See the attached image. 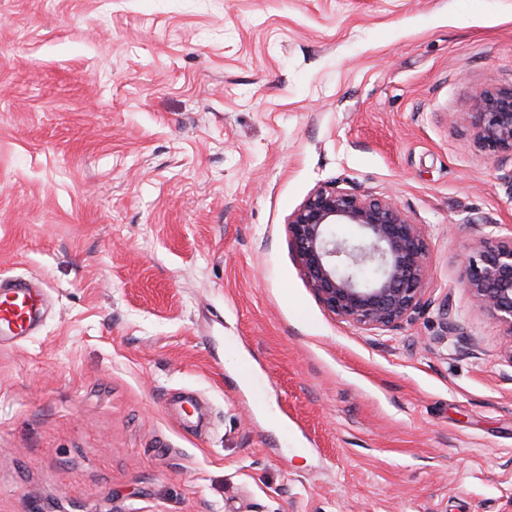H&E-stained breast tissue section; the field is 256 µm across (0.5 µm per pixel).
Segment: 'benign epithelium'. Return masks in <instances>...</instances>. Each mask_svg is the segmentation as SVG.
<instances>
[{"mask_svg":"<svg viewBox=\"0 0 512 512\" xmlns=\"http://www.w3.org/2000/svg\"><path fill=\"white\" fill-rule=\"evenodd\" d=\"M456 121L489 157H512V88L480 92ZM338 224L354 226L357 236L337 237ZM288 232L310 288L342 319L391 330L420 306L429 277L424 227L392 200L319 187L289 216ZM461 283L512 337V236L480 242Z\"/></svg>","mask_w":512,"mask_h":512,"instance_id":"obj_1","label":"benign epithelium"}]
</instances>
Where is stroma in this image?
<instances>
[{
	"mask_svg": "<svg viewBox=\"0 0 512 512\" xmlns=\"http://www.w3.org/2000/svg\"><path fill=\"white\" fill-rule=\"evenodd\" d=\"M512 0H0V512H512V337L460 284L512 161ZM423 225L422 306L328 311L316 188ZM456 121L472 131L476 145L489 157L512 159V86L480 92L471 112L458 113ZM43 300L42 288L18 282L5 288L0 281V341L5 336H23L31 328Z\"/></svg>",
	"mask_w": 512,
	"mask_h": 512,
	"instance_id": "1",
	"label": "stroma"
}]
</instances>
